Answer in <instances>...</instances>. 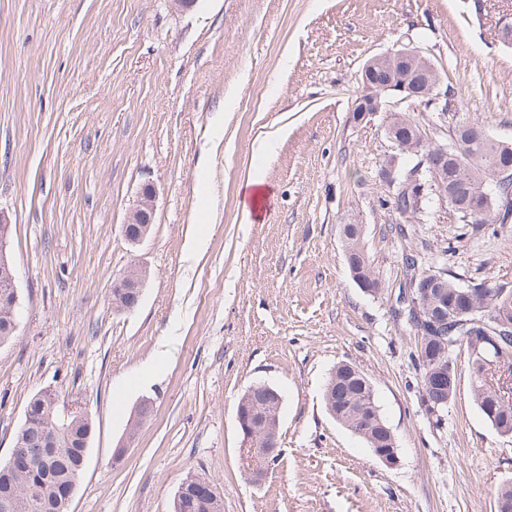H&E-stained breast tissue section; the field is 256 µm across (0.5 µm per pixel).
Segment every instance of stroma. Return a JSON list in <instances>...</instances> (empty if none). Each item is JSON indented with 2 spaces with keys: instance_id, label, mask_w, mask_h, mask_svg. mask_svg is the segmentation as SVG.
Wrapping results in <instances>:
<instances>
[{
  "instance_id": "35a3bbf8",
  "label": "stroma",
  "mask_w": 512,
  "mask_h": 512,
  "mask_svg": "<svg viewBox=\"0 0 512 512\" xmlns=\"http://www.w3.org/2000/svg\"><path fill=\"white\" fill-rule=\"evenodd\" d=\"M512 0H0V207L22 303L0 345V459L29 398L86 403L92 437L71 512H172L188 473L224 512H495L512 437L473 403L466 352L441 419L421 402L420 338L396 317L403 257L417 274L512 283V224L472 232L431 198L382 205L388 113L353 119L370 57L434 61L457 118L512 143ZM268 194L245 214L239 189ZM149 235L122 226L144 185ZM363 227L382 285L353 280L342 225ZM147 267L138 306L109 290ZM370 379L398 461L378 460L328 413L340 363ZM281 396L278 459L250 482L237 404ZM153 404L121 461L134 409Z\"/></svg>"
}]
</instances>
